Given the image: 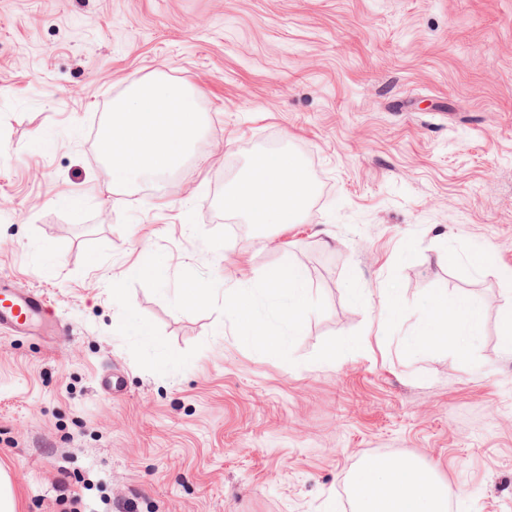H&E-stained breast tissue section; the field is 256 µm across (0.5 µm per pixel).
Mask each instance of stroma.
I'll use <instances>...</instances> for the list:
<instances>
[{
    "label": "stroma",
    "instance_id": "stroma-1",
    "mask_svg": "<svg viewBox=\"0 0 512 512\" xmlns=\"http://www.w3.org/2000/svg\"><path fill=\"white\" fill-rule=\"evenodd\" d=\"M152 76L199 89L201 131L154 187L118 185L112 100ZM267 153L313 186L296 223L224 211ZM289 264L301 331L240 343L224 283L278 336ZM505 268L512 0H0V277L69 330H0L18 512H352L372 455L421 460L448 512H512ZM456 295L489 297L478 336L406 347Z\"/></svg>",
    "mask_w": 512,
    "mask_h": 512
}]
</instances>
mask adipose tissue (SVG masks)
I'll return each instance as SVG.
<instances>
[{"mask_svg": "<svg viewBox=\"0 0 512 512\" xmlns=\"http://www.w3.org/2000/svg\"><path fill=\"white\" fill-rule=\"evenodd\" d=\"M194 89L154 78L128 89L112 104V128L105 149L112 173L149 179L175 170L197 132ZM312 188L303 168L282 154L260 156L245 177L224 195L226 210L245 213L255 224H290L304 210ZM269 288L281 291L288 333L265 339V324L251 309L245 289L225 285V311L233 316L248 342L267 341L272 351L285 349L310 312L309 290L302 268L289 265L273 272ZM484 302L466 295L435 302L425 327L432 336L459 341L477 335ZM355 512H448L449 487L432 478L412 458L366 457L350 482Z\"/></svg>", "mask_w": 512, "mask_h": 512, "instance_id": "ef3b65f1", "label": "adipose tissue"}]
</instances>
